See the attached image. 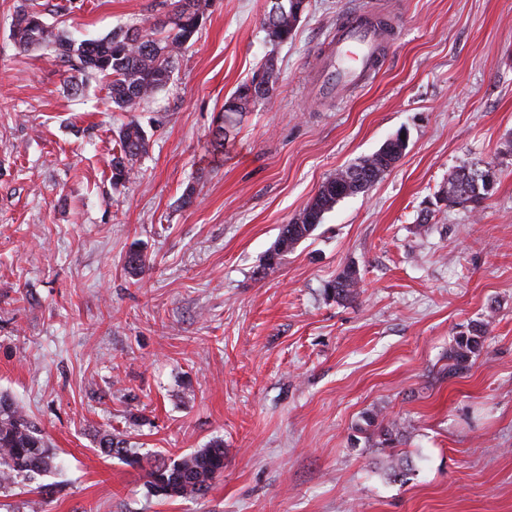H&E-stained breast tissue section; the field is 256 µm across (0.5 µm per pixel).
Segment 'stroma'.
Returning <instances> with one entry per match:
<instances>
[{
    "label": "stroma",
    "mask_w": 512,
    "mask_h": 512,
    "mask_svg": "<svg viewBox=\"0 0 512 512\" xmlns=\"http://www.w3.org/2000/svg\"><path fill=\"white\" fill-rule=\"evenodd\" d=\"M17 4L0 0V394L60 467L51 499L16 485L0 512H512V0H310L277 46L265 0H212L170 87L134 113L100 111L98 81L68 94L53 51H20ZM363 7L396 22L390 46L363 86L316 95L330 32ZM162 17L154 0H84L45 20L101 38ZM270 55L275 93L215 150L214 117ZM132 120L148 148L116 188ZM399 133L397 166L266 266L321 183ZM477 161L497 169L491 196L448 205ZM349 266L360 295L341 302L325 288ZM484 321L480 354L446 374ZM373 413L408 424L403 478L362 431ZM105 430L146 459L221 441L224 473L202 497L153 495L99 455Z\"/></svg>",
    "instance_id": "1"
}]
</instances>
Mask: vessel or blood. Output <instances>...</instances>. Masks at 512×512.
<instances>
[{
    "mask_svg": "<svg viewBox=\"0 0 512 512\" xmlns=\"http://www.w3.org/2000/svg\"><path fill=\"white\" fill-rule=\"evenodd\" d=\"M392 38L390 25L369 10L350 13L337 23L328 52L317 70L316 87L324 96L360 86L376 69Z\"/></svg>",
    "mask_w": 512,
    "mask_h": 512,
    "instance_id": "1",
    "label": "vessel or blood"
}]
</instances>
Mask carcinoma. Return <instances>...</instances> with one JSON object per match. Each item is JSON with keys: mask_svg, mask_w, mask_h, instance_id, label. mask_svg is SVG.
<instances>
[{"mask_svg": "<svg viewBox=\"0 0 512 512\" xmlns=\"http://www.w3.org/2000/svg\"><path fill=\"white\" fill-rule=\"evenodd\" d=\"M168 8L164 20L156 27L145 29L137 24L119 27L98 39H76L60 35L45 21L49 3L39 0H21L16 7L11 28V39L24 50L52 49L63 67L78 73L71 82L73 95L79 96L87 82L104 83L105 97L100 104L106 111L133 112L144 100L166 88L170 83L178 54L201 26L208 7L206 0H160ZM291 9L276 17L265 14V28L269 43H285L293 35L288 18ZM267 98L250 83L239 85L224 102V111L214 120L215 137L224 140L232 116L243 115L251 106ZM147 136L141 125L130 122L118 131V151L110 163L112 185L128 182L134 174V163L147 151ZM406 145L397 140L387 141L374 153L339 170L322 182L318 192L290 223L280 228L277 240L268 254V264L281 260L301 241L312 236L319 226L316 219L334 208L341 200L336 184L343 182L348 195L366 192L383 174L392 161L398 159ZM484 165L472 162L464 165L448 182V204L476 210L487 199L482 180ZM125 266L138 276L148 267L143 250L132 247L126 254ZM360 276L353 266L347 267L327 284L326 291L339 301H352L359 296ZM487 325L473 329L456 338L448 358L453 361L449 371L465 367L482 347ZM360 431H370L379 438L383 448H393L405 424L392 421L384 426L378 415L364 419ZM101 453L120 457L129 465L140 464V457L127 447L119 433L105 430L97 441ZM57 469V456L26 413L11 398L0 395V489L13 484L32 482ZM224 472V443L214 441L207 447L169 461H158L147 472L148 485L157 495L194 498L205 495L212 483Z\"/></svg>", "mask_w": 512, "mask_h": 512, "instance_id": "carcinoma-1", "label": "carcinoma"}]
</instances>
